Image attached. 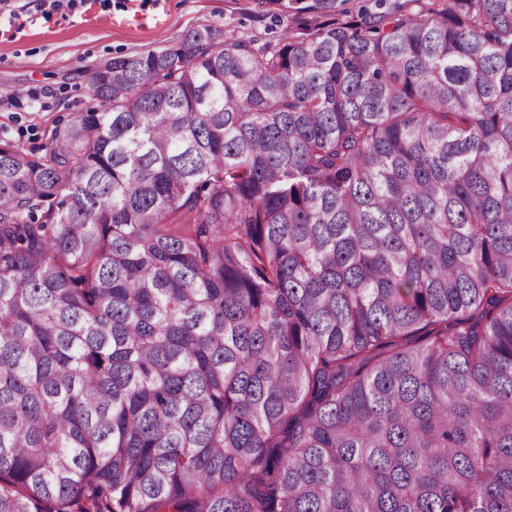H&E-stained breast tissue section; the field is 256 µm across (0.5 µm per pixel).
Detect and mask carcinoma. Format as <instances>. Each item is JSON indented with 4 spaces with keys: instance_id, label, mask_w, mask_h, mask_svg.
I'll return each mask as SVG.
<instances>
[{
    "instance_id": "carcinoma-1",
    "label": "carcinoma",
    "mask_w": 512,
    "mask_h": 512,
    "mask_svg": "<svg viewBox=\"0 0 512 512\" xmlns=\"http://www.w3.org/2000/svg\"><path fill=\"white\" fill-rule=\"evenodd\" d=\"M0 140V512H512V0H268ZM352 6H364L370 11H384L388 9H392L396 6H405V9L411 10L413 12H418L421 8L426 9L430 3H433L432 0H423V1H408V0H383L380 2L382 5L378 6L377 0H352L349 2Z\"/></svg>"
}]
</instances>
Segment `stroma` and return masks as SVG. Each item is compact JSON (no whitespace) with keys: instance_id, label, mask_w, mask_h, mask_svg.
Listing matches in <instances>:
<instances>
[{"instance_id":"stroma-1","label":"stroma","mask_w":512,"mask_h":512,"mask_svg":"<svg viewBox=\"0 0 512 512\" xmlns=\"http://www.w3.org/2000/svg\"><path fill=\"white\" fill-rule=\"evenodd\" d=\"M204 26L228 40L257 32L273 43L297 29L265 0H86L50 16L34 0H11L0 12V138L40 147L53 126L92 104L97 66Z\"/></svg>"}]
</instances>
